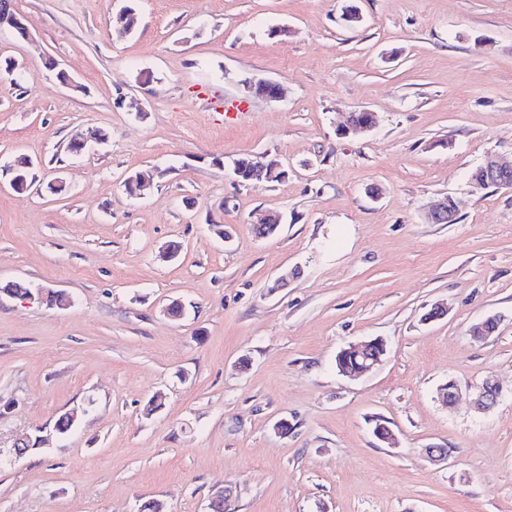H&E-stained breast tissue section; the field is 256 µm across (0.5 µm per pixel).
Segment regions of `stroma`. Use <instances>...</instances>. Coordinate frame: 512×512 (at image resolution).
Instances as JSON below:
<instances>
[{"mask_svg":"<svg viewBox=\"0 0 512 512\" xmlns=\"http://www.w3.org/2000/svg\"><path fill=\"white\" fill-rule=\"evenodd\" d=\"M12 7L29 37L0 27V512H206L226 488L235 512H512V188H470L487 156L512 162V0ZM246 78L286 94L243 100ZM207 98L242 108L228 122ZM359 110L377 125L344 134ZM17 156L37 183L22 193ZM243 156L286 176L239 185ZM143 169L153 189L129 194ZM444 198L455 222L428 223ZM270 211L277 233L256 238ZM371 338L382 364L340 374L337 353ZM489 377L502 395L481 413ZM29 436L48 449L14 458Z\"/></svg>","mask_w":512,"mask_h":512,"instance_id":"35a3bbf8","label":"stroma"}]
</instances>
